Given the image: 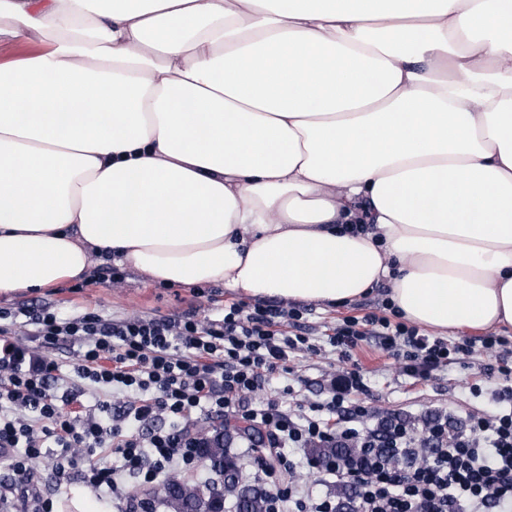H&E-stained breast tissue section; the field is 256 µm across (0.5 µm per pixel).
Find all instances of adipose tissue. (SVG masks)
Wrapping results in <instances>:
<instances>
[{
    "instance_id": "adipose-tissue-1",
    "label": "adipose tissue",
    "mask_w": 512,
    "mask_h": 512,
    "mask_svg": "<svg viewBox=\"0 0 512 512\" xmlns=\"http://www.w3.org/2000/svg\"><path fill=\"white\" fill-rule=\"evenodd\" d=\"M278 3L0 0L48 40L0 64V294L110 260L512 327V0Z\"/></svg>"
}]
</instances>
